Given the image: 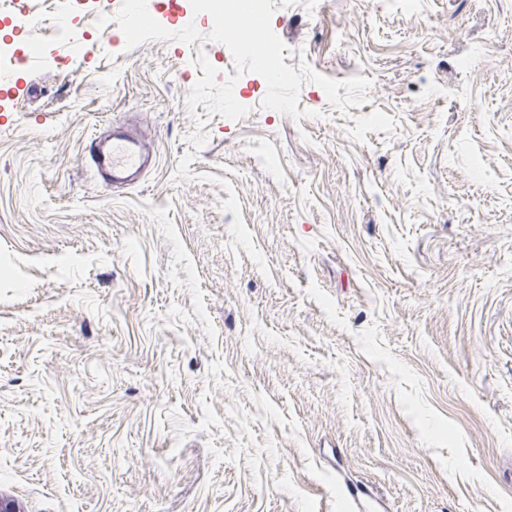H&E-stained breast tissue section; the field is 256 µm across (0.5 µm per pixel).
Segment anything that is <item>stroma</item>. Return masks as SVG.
<instances>
[{"label":"stroma","mask_w":512,"mask_h":512,"mask_svg":"<svg viewBox=\"0 0 512 512\" xmlns=\"http://www.w3.org/2000/svg\"><path fill=\"white\" fill-rule=\"evenodd\" d=\"M273 31L336 80L237 121L189 108L222 44L97 26L31 0L0 44L85 36L0 96V495L20 512H512V0H275ZM163 27L209 15L147 0ZM392 132L351 140L350 117ZM153 165L107 187L91 134Z\"/></svg>","instance_id":"obj_1"}]
</instances>
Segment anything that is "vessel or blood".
<instances>
[{
	"mask_svg": "<svg viewBox=\"0 0 512 512\" xmlns=\"http://www.w3.org/2000/svg\"><path fill=\"white\" fill-rule=\"evenodd\" d=\"M148 156L137 131L127 126L113 129L105 139L92 137L88 150L94 172L107 184L126 182L144 167Z\"/></svg>",
	"mask_w": 512,
	"mask_h": 512,
	"instance_id": "b4317fda",
	"label": "vessel or blood"
}]
</instances>
